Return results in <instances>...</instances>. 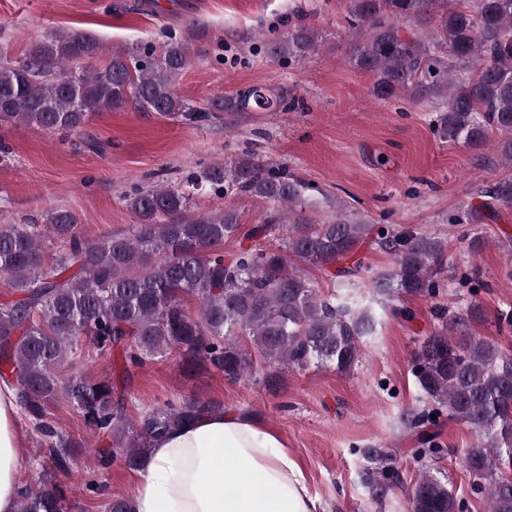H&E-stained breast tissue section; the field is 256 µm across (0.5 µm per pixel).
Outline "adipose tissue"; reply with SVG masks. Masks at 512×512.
Wrapping results in <instances>:
<instances>
[{
    "label": "adipose tissue",
    "instance_id": "1",
    "mask_svg": "<svg viewBox=\"0 0 512 512\" xmlns=\"http://www.w3.org/2000/svg\"><path fill=\"white\" fill-rule=\"evenodd\" d=\"M13 384L0 381V512H16L23 450ZM132 512H322L278 435L214 412L156 441L138 472Z\"/></svg>",
    "mask_w": 512,
    "mask_h": 512
}]
</instances>
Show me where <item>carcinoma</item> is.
<instances>
[{"label":"carcinoma","instance_id":"obj_1","mask_svg":"<svg viewBox=\"0 0 512 512\" xmlns=\"http://www.w3.org/2000/svg\"><path fill=\"white\" fill-rule=\"evenodd\" d=\"M351 60L373 79L380 100L407 96L435 105L440 141L473 149L492 147L512 168V0H345ZM190 37L160 47L119 49L101 66L81 61L102 53L81 31H62L0 64V126L32 125L44 132L85 135L99 112H155L198 121L214 112H259L277 100L261 87L190 104L176 91L192 65ZM273 59L302 62L318 49L316 30L299 21L266 42ZM215 193L261 200V223L242 231L233 208L197 210L180 187H158L124 197L138 223L94 243L77 216L51 207L43 225L0 224V282L11 299L0 302V379L17 390L21 416L36 431L50 470L42 488L20 482L17 512H68L59 478L69 477L85 441L58 427L51 407L64 397L94 435L110 440L97 450L98 470L115 462L138 469L153 443L171 429L222 410L209 399L166 401L133 419L126 410L134 375L171 354L192 375L215 370L230 383L270 369L311 365L346 374L361 357L372 317L325 298L305 267L324 270L372 239L391 254L395 271L375 282L382 295L434 298L445 268L447 243L411 230L375 229L344 203L328 217L309 214L317 187L255 153L203 169L192 180ZM479 193L484 208H512V176ZM239 248L224 256V241ZM249 244H244V241ZM192 299L195 309L186 301ZM483 318L476 302L458 311L437 309L442 325L419 340L413 373L432 416L470 426L477 437L466 452L472 492L486 512H512V352L471 336ZM112 359L101 377L58 373L78 342ZM465 499L449 483L421 471L409 497L411 512H456Z\"/></svg>","mask_w":512,"mask_h":512}]
</instances>
